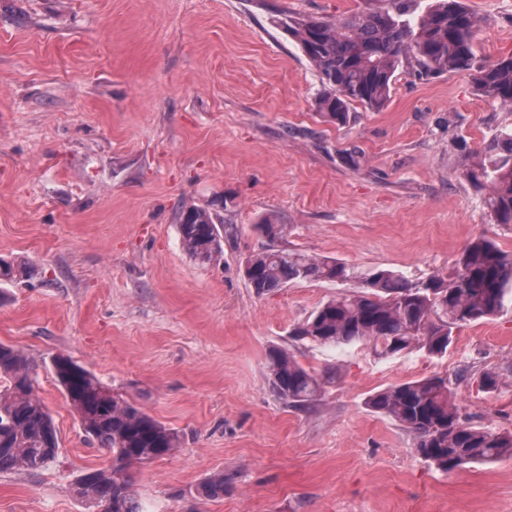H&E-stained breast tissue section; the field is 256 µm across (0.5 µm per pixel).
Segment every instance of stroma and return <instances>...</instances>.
<instances>
[{
	"label": "stroma",
	"instance_id": "1",
	"mask_svg": "<svg viewBox=\"0 0 512 512\" xmlns=\"http://www.w3.org/2000/svg\"><path fill=\"white\" fill-rule=\"evenodd\" d=\"M477 57L512 56V0H464ZM373 0H0V258L29 278L0 284V343L23 350L58 430L50 467L0 473V512H100L73 490L109 454L83 434L55 356L173 429L182 446L134 466L147 512H512V457L444 472L404 427L372 411L386 387L440 376L475 424L512 431V307L462 326L445 355L378 359L315 349L290 330L342 292L296 281L259 297L241 263L267 246L391 269L419 281L483 236L512 252L461 174L512 109L470 73L396 76L378 110L347 123L316 105L319 78L281 28ZM224 226V258L179 241L182 202ZM287 229L268 241L258 220ZM281 347L335 378L311 406L270 390ZM231 474L224 496L199 485Z\"/></svg>",
	"mask_w": 512,
	"mask_h": 512
}]
</instances>
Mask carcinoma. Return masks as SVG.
Instances as JSON below:
<instances>
[{
    "mask_svg": "<svg viewBox=\"0 0 512 512\" xmlns=\"http://www.w3.org/2000/svg\"><path fill=\"white\" fill-rule=\"evenodd\" d=\"M381 2L336 20L288 17L281 22L318 74L319 108L329 120L346 122L354 102L382 108L396 72L404 67L421 77L469 71L480 96L512 106V57L478 62L480 20L462 0H435L418 15L415 0ZM462 174L475 191L486 192L485 206L494 222L512 224V128L497 132L481 152L467 158ZM177 222L182 249L190 257L210 263L224 255L220 226L208 209L183 203ZM256 229L274 241L285 225L263 218ZM243 268L258 296L294 280L357 285V290L321 304L291 336L316 348L365 345L380 358L415 349L444 354L456 329L490 320L512 302V253L485 237L471 240L448 273L419 282L393 270L360 272L335 259L288 249L253 253ZM26 275L13 261L0 267V282ZM52 367L85 435L112 453V469L85 471L77 479L76 495L102 512H145L134 497L129 469L180 447L178 435L140 407L113 396L70 358L57 356ZM267 372L272 393L300 410L317 399L326 382L281 348L269 351ZM368 406L412 433L415 452L443 471L512 456V432L462 419L442 378L387 387L372 394ZM59 448L26 355L0 343V473L36 472L58 459ZM232 482V476L215 472L198 494L220 498Z\"/></svg>",
    "mask_w": 512,
    "mask_h": 512,
    "instance_id": "1",
    "label": "carcinoma"
}]
</instances>
